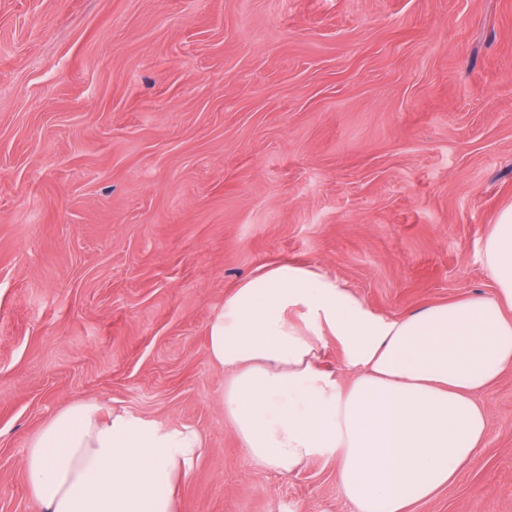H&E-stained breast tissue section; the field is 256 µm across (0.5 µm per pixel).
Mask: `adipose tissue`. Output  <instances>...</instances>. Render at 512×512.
<instances>
[{"label":"adipose tissue","instance_id":"ef3b65f1","mask_svg":"<svg viewBox=\"0 0 512 512\" xmlns=\"http://www.w3.org/2000/svg\"><path fill=\"white\" fill-rule=\"evenodd\" d=\"M490 295L390 318L310 264L262 266L208 327L224 369V417L251 462L291 474L336 462L352 512H408L476 461L487 411L476 395L512 370V210L483 242ZM335 338L355 375L322 365ZM203 440L92 403L59 411L32 440L36 512H181L175 488Z\"/></svg>","mask_w":512,"mask_h":512}]
</instances>
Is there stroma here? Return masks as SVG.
I'll list each match as a JSON object with an SVG mask.
<instances>
[{"mask_svg":"<svg viewBox=\"0 0 512 512\" xmlns=\"http://www.w3.org/2000/svg\"><path fill=\"white\" fill-rule=\"evenodd\" d=\"M512 0H0V512L93 402L205 440L183 512H350L336 463L250 464L206 350L260 266L397 317L494 285ZM475 463L411 512H512V370Z\"/></svg>","mask_w":512,"mask_h":512,"instance_id":"obj_1","label":"stroma"}]
</instances>
